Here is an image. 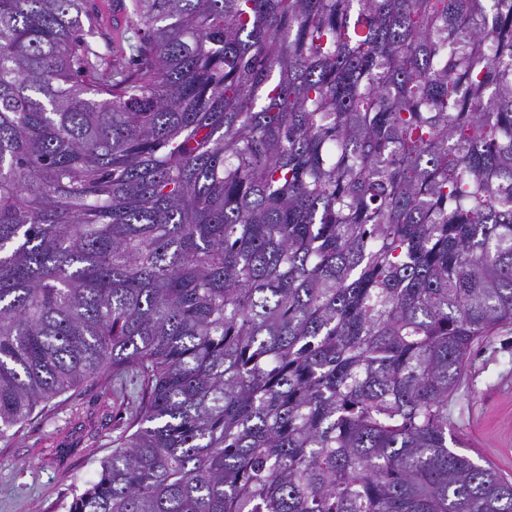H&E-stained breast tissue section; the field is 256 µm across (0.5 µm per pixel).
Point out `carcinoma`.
<instances>
[{
  "label": "carcinoma",
  "mask_w": 512,
  "mask_h": 512,
  "mask_svg": "<svg viewBox=\"0 0 512 512\" xmlns=\"http://www.w3.org/2000/svg\"><path fill=\"white\" fill-rule=\"evenodd\" d=\"M0 0V439L104 371L68 512H512L448 447L512 324V0ZM108 0H87V8L93 12L98 24L99 33H95L91 40L99 44L101 49H106L108 44L112 46V35L119 37L126 26L127 11L124 4L120 1H109L105 13V24L112 30V33L102 25L100 18L103 2Z\"/></svg>",
  "instance_id": "1"
}]
</instances>
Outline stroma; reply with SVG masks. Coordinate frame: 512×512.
Masks as SVG:
<instances>
[{
	"label": "stroma",
	"instance_id": "35a3bbf8",
	"mask_svg": "<svg viewBox=\"0 0 512 512\" xmlns=\"http://www.w3.org/2000/svg\"><path fill=\"white\" fill-rule=\"evenodd\" d=\"M132 373L104 372L39 406L0 440V512H68L74 488L97 480L135 412ZM457 453L512 476V326L472 352L448 399Z\"/></svg>",
	"mask_w": 512,
	"mask_h": 512
}]
</instances>
